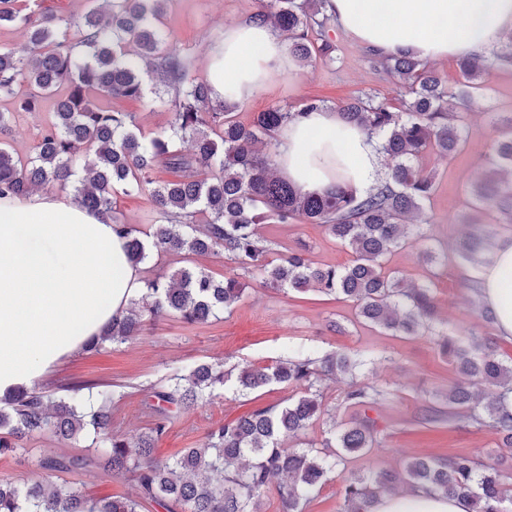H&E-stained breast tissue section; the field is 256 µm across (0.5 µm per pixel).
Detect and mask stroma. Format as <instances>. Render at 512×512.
Instances as JSON below:
<instances>
[{"mask_svg":"<svg viewBox=\"0 0 512 512\" xmlns=\"http://www.w3.org/2000/svg\"><path fill=\"white\" fill-rule=\"evenodd\" d=\"M255 11V0H172L163 23L172 42L186 55L191 76L205 81L209 78L210 47L223 37L226 29ZM327 36L334 46L333 61L319 59L312 65H297L281 72L267 90L238 103V120L249 122L255 113L275 105L295 111L310 97L325 99L332 106L362 94L397 98L394 79L372 66L366 46L333 27ZM482 81L484 95L466 113L464 151L451 159L434 152L422 159L423 166L433 170L437 177V190L423 206L420 231L444 252V264L435 272H428L419 261V245L413 242L393 252L389 266L416 283L433 277L436 300L448 333L494 336V328L485 326L479 318L472 292L475 268L454 251L456 241L476 229L495 239H512V226L498 223L494 215L483 216L477 227L465 223L462 217L465 189L480 176V162L498 136L491 117L496 112L512 113V66L487 64ZM164 88L161 79L156 78L149 82L144 99L107 98L103 104L136 113L144 132L159 133L173 121L172 112L154 103L156 92ZM51 116L52 103L48 100L36 111L17 113L8 140L19 156L33 150ZM257 233L277 255L302 248L312 262L334 266L347 265L353 258L350 248L336 244L318 224L300 220L261 224ZM185 266L204 269L218 279L237 272L234 263L220 251L188 259L173 254L156 256L142 264L141 271L152 277ZM291 343L321 355L361 350L371 352L375 358L363 381L384 391L383 399L366 411L376 424L377 444L367 455L348 459L345 473L399 471L417 457L492 456L502 458L503 480L512 489V451L501 447L493 430L456 420L429 421L432 407L439 404V394L445 393L458 378L436 342L427 336H391L362 325L352 302L315 290L282 292L266 287L260 279H248L245 295L232 312L193 325L170 316L126 343L109 344L96 352L77 351L56 364L40 385L58 393L75 384L120 386L121 395L112 402V429L131 437L150 426L151 418L143 401L164 386L170 376L186 373L196 364L221 359L230 365L242 360L267 364L283 355ZM345 388L342 379L325 383L329 413L307 430L306 439L321 441L332 424H342L351 418V411L341 404ZM288 395V389L276 385L245 396L216 394L205 405L188 411H170L168 434L159 443L156 454L165 459L180 449L199 447L212 424L280 403ZM26 445V454L0 458V476L34 480L42 476L37 466L40 456L94 453L88 436L68 443L46 432L27 440ZM53 479L78 483L93 497L124 496L133 490L130 480L113 477L97 467L67 475L57 473Z\"/></svg>","mask_w":512,"mask_h":512,"instance_id":"obj_1","label":"stroma"}]
</instances>
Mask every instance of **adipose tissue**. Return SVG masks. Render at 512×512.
I'll list each match as a JSON object with an SVG mask.
<instances>
[{
    "label": "adipose tissue",
    "mask_w": 512,
    "mask_h": 512,
    "mask_svg": "<svg viewBox=\"0 0 512 512\" xmlns=\"http://www.w3.org/2000/svg\"><path fill=\"white\" fill-rule=\"evenodd\" d=\"M338 26L385 54L412 50L426 59L483 53L512 30V0H328ZM292 60L281 34L252 18L210 50L216 100H247ZM377 140L323 107L279 134L274 166L304 192L343 183L362 194L382 174ZM481 304L496 314L498 336L512 341V244L475 274ZM145 290L125 241L107 213L54 192L0 200V396L39 382L83 348ZM367 512H470L458 497L425 491L385 494Z\"/></svg>",
    "instance_id": "1"
}]
</instances>
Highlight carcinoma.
Listing matches in <instances>:
<instances>
[{
  "label": "carcinoma",
  "mask_w": 512,
  "mask_h": 512,
  "mask_svg": "<svg viewBox=\"0 0 512 512\" xmlns=\"http://www.w3.org/2000/svg\"><path fill=\"white\" fill-rule=\"evenodd\" d=\"M327 0H261L255 17L288 33L290 55L305 64L320 56L333 59L325 36L331 16ZM170 0H89L77 18L64 17L44 0H0V27L24 32L28 56L0 50V100L17 97L18 107L32 110L53 101V121L22 160L0 142V197L26 198L34 186L73 188L75 200L91 212L112 215L126 240L129 260L140 265L152 254H204L217 248L245 274H258L269 288L305 292L311 288L356 303L359 316L392 334L439 336L461 380L442 403L448 418L466 420L496 431L501 447L512 448V364L498 358L488 338L451 337L437 330L432 284H406L386 269L388 254L405 244L418 214L435 189L434 176L415 165L428 150L450 156L464 139L461 115L448 111L453 98L468 108L483 91L479 59L463 58L461 81L452 92L415 52L370 60L398 78L405 90L398 107L375 96L358 97L340 110L341 118L381 141L386 160L378 184L359 195L338 184L325 194H303L280 178L272 165L276 132L306 111L323 106L304 100L291 112L271 107L245 124L234 118L228 101L215 103L211 88L195 81L186 56L159 25ZM321 37L316 46L310 32ZM135 45V56L125 43ZM167 87L157 104L173 113L170 131L148 135L136 114L103 107L94 94L115 99L143 97L150 77ZM500 137L486 159L488 169L469 189L474 210L495 212L499 223L512 224V114L498 119ZM190 148L183 149L184 142ZM158 168L178 174L155 181ZM149 187L156 223L142 232L116 216L118 191ZM207 215L206 224L196 217ZM300 219L320 224L337 243L352 248L343 267L313 264L303 252L290 250L270 260V248L255 225ZM458 256L473 265L488 262L474 234L457 245ZM145 292L131 302L123 318L109 323L86 343L97 351L107 343L123 344L146 322L176 315L186 324L204 323L231 310L246 285L239 277L217 280L192 268L144 280ZM366 355L335 352L316 356L301 347L268 364L243 362L230 369L223 362L202 363L150 395L157 416L135 438L112 432L105 388L99 403L78 393L54 397L36 387H20L0 407V457L23 452L22 440L45 430L62 440H77L92 428L102 445L99 457H46L39 466L51 472H75L94 464L117 477L130 476L135 494L120 499L86 496L67 482L20 483L0 477V512H142L153 503L166 512H260L273 491L281 512H304L314 493L335 477L347 455L363 453L377 442L375 422L359 417L340 430L331 429L320 444L287 448L326 413L321 383L347 377L343 402L370 408L383 391L356 379ZM280 385L293 390L287 400L258 408L234 421L211 426L202 446L185 448L173 459L154 457L167 435L170 417L163 405L189 408L217 390L248 393ZM403 484L444 497L463 496L471 512H512V493L496 463L469 455L446 460L416 458L400 472L341 477L344 512H365L378 493Z\"/></svg>",
  "instance_id": "carcinoma-1"
}]
</instances>
